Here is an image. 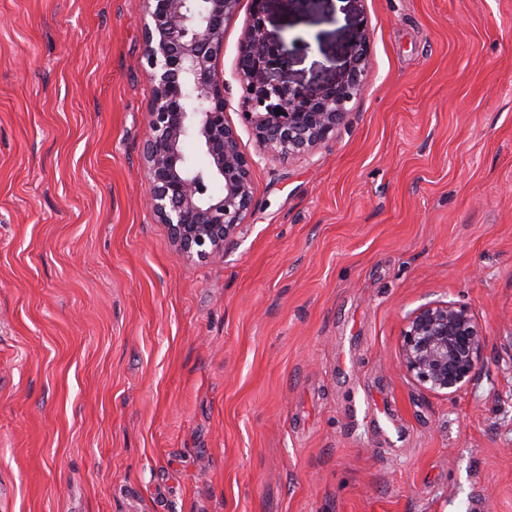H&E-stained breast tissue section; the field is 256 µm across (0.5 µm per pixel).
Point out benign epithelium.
Returning <instances> with one entry per match:
<instances>
[{"instance_id":"benign-epithelium-1","label":"benign epithelium","mask_w":512,"mask_h":512,"mask_svg":"<svg viewBox=\"0 0 512 512\" xmlns=\"http://www.w3.org/2000/svg\"><path fill=\"white\" fill-rule=\"evenodd\" d=\"M151 23L144 43L154 95L143 146L148 205L167 226L179 256L199 261L224 255V243L254 205V158L240 146L226 119L219 63L224 23L239 0H144ZM267 0H252L238 74L244 89L241 116L262 158L312 154L335 135L347 105L364 90L369 67L368 28L359 20L348 67L317 94L277 80L288 68L284 39L267 28ZM197 142L210 158L193 167L183 151ZM217 184L220 192L209 189ZM485 335L465 306L433 302L406 318L401 365L433 392L457 390L482 367Z\"/></svg>"}]
</instances>
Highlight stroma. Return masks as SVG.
<instances>
[{"label":"stroma","instance_id":"1","mask_svg":"<svg viewBox=\"0 0 512 512\" xmlns=\"http://www.w3.org/2000/svg\"><path fill=\"white\" fill-rule=\"evenodd\" d=\"M268 12L313 93L364 19L365 88L201 262L145 202L142 0H0V512H512V0ZM435 301L486 336L448 395L400 365Z\"/></svg>","mask_w":512,"mask_h":512}]
</instances>
